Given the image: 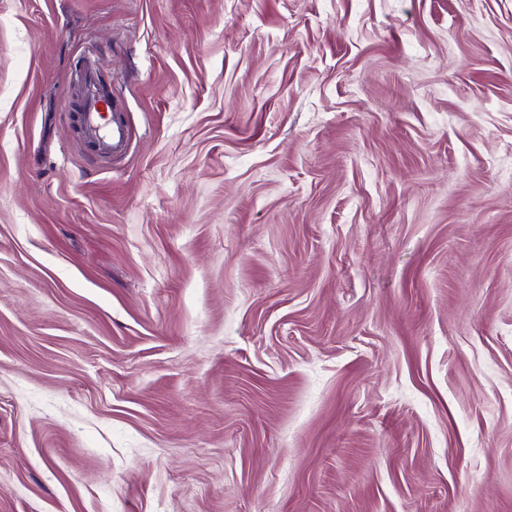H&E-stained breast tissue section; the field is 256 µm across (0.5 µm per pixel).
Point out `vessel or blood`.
<instances>
[{
    "mask_svg": "<svg viewBox=\"0 0 512 512\" xmlns=\"http://www.w3.org/2000/svg\"><path fill=\"white\" fill-rule=\"evenodd\" d=\"M83 82L82 110L78 120L87 138L92 140L101 153L120 156L127 152L131 135L122 113L104 114L106 100L100 96L99 79L93 68H86Z\"/></svg>",
    "mask_w": 512,
    "mask_h": 512,
    "instance_id": "1",
    "label": "vessel or blood"
}]
</instances>
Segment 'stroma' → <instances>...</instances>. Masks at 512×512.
I'll list each match as a JSON object with an SVG mask.
<instances>
[{
  "label": "stroma",
  "mask_w": 512,
  "mask_h": 512,
  "mask_svg": "<svg viewBox=\"0 0 512 512\" xmlns=\"http://www.w3.org/2000/svg\"><path fill=\"white\" fill-rule=\"evenodd\" d=\"M0 512H512V0H0ZM93 64L92 61H88L84 68L85 90L82 112H79L78 120L85 136L98 146L102 154L121 156L129 148L130 130L121 112H114L110 116L104 115L102 105L107 110L109 107L105 98L97 94L100 86L97 72L92 68Z\"/></svg>",
  "instance_id": "1"
}]
</instances>
